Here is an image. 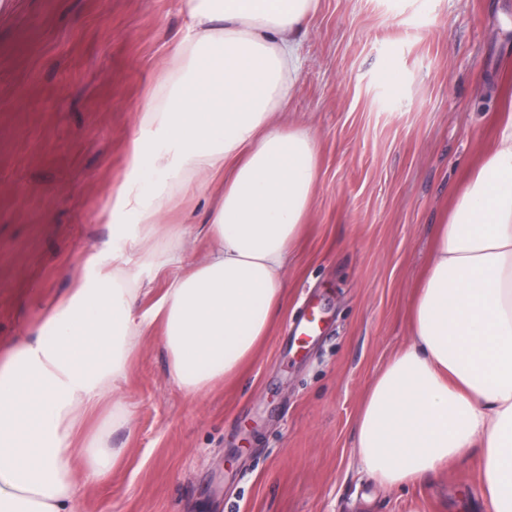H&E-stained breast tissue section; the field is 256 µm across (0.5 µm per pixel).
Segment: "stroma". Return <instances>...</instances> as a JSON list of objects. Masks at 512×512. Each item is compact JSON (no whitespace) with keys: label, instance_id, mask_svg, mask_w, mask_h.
<instances>
[{"label":"stroma","instance_id":"35a3bbf8","mask_svg":"<svg viewBox=\"0 0 512 512\" xmlns=\"http://www.w3.org/2000/svg\"><path fill=\"white\" fill-rule=\"evenodd\" d=\"M186 34L180 0H0V362L37 336L113 235L138 178L147 90ZM290 123L319 180L269 333L237 375L195 398L168 377L153 325L82 435L123 451L83 512H490L477 457L417 483L364 472L365 395L413 336L409 310L438 224L512 113V0H319L300 35ZM215 189L166 211L194 225Z\"/></svg>","mask_w":512,"mask_h":512}]
</instances>
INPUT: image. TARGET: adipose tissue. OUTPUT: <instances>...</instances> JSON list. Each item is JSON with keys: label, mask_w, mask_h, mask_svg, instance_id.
Returning a JSON list of instances; mask_svg holds the SVG:
<instances>
[{"label": "adipose tissue", "mask_w": 512, "mask_h": 512, "mask_svg": "<svg viewBox=\"0 0 512 512\" xmlns=\"http://www.w3.org/2000/svg\"><path fill=\"white\" fill-rule=\"evenodd\" d=\"M318 0H181L187 34L140 110L163 153L134 138L133 168L167 176L123 184L112 228L135 219L139 241L187 183L223 182L208 255L187 262L178 225L144 264L165 274L158 302L137 312L144 283L130 256L60 301L46 327L0 369V512H81L90 479L121 461L103 436L74 448L79 418L124 378L160 322L169 378L197 396L223 382L267 336L294 242L318 180L314 139L281 124L302 65L299 33ZM413 343L376 376L357 422L366 473L404 486L479 453L481 494L512 512V119L436 235L411 315Z\"/></svg>", "instance_id": "obj_1"}]
</instances>
